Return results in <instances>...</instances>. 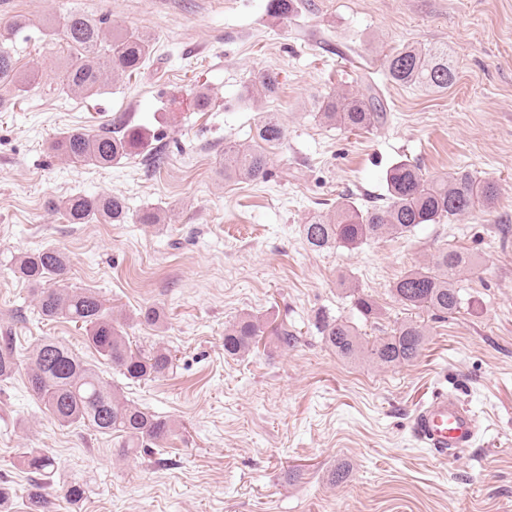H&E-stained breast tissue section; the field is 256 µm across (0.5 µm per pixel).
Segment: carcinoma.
<instances>
[{
  "label": "carcinoma",
  "instance_id": "cac0c4a2",
  "mask_svg": "<svg viewBox=\"0 0 512 512\" xmlns=\"http://www.w3.org/2000/svg\"><path fill=\"white\" fill-rule=\"evenodd\" d=\"M295 10L294 0H269L268 11L286 18ZM105 18H92L78 10L66 14L62 26L48 30L71 47L59 68V90L70 95L90 97L107 87L113 74L141 73L154 53L155 38L145 30L107 29ZM387 78L395 83L422 90L440 91L451 86L456 74L448 64V50L439 47L410 46L385 56ZM35 82V74L17 68L13 50L0 42V85L24 92ZM278 74L264 72L251 84L249 95L274 97L279 90ZM319 117L350 131H368L386 117L384 102L372 82L362 80L340 92H331L314 101ZM285 137V127L275 113L261 118L253 138L275 145ZM153 136L143 125L126 121L102 127L95 132L72 128L49 144V149L73 163L110 167L124 158L142 156L155 168L165 163L160 149L151 147ZM269 155L255 147L236 144L224 147V179L260 182L268 177ZM384 203L359 206L341 196L336 206L314 216L302 225L303 241L312 251L335 246L349 249L370 239L412 234L422 224H439L470 216L479 211L492 215L497 199L496 186L480 181L465 169L439 179L426 177L419 165L400 161L386 172ZM48 207L60 210L70 224L105 222L124 224L128 219L127 199L119 195L77 194ZM478 259L460 249L444 248L431 262L407 271L393 283L391 293L409 310H427L435 315L459 312L460 276L477 270ZM64 256L46 247L15 258L13 271L34 284L46 283L35 300L43 320L64 319L85 327L86 342L105 364L133 383L152 381L172 368L171 351L163 346L143 349L132 346L122 325L112 321L100 296L88 288L48 285L63 275ZM357 311L371 321L381 308L371 296L350 289ZM264 334L260 320L243 315L224 328V355L239 357L258 344ZM325 345L347 360H364L379 367H395L414 362L422 354L426 329L418 321L400 322L392 334L368 341L352 322L331 319L322 328ZM16 337L12 331L0 333V383L15 377L19 368ZM27 384L43 403L51 418L61 427L83 424L93 431L120 439L118 455L130 457L152 452V445L167 438L173 425L140 405L124 398L106 380L99 368L85 363L60 341L44 337L28 357ZM30 471L47 476L54 459L33 449L27 455ZM46 498L40 484H34L27 501L28 512H45Z\"/></svg>",
  "mask_w": 512,
  "mask_h": 512
}]
</instances>
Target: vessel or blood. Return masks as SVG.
Here are the masks:
<instances>
[{
	"instance_id": "b4317fda",
	"label": "vessel or blood",
	"mask_w": 512,
	"mask_h": 512,
	"mask_svg": "<svg viewBox=\"0 0 512 512\" xmlns=\"http://www.w3.org/2000/svg\"><path fill=\"white\" fill-rule=\"evenodd\" d=\"M411 429L419 441L446 460L473 445L480 424L456 394L442 390L414 412Z\"/></svg>"
}]
</instances>
